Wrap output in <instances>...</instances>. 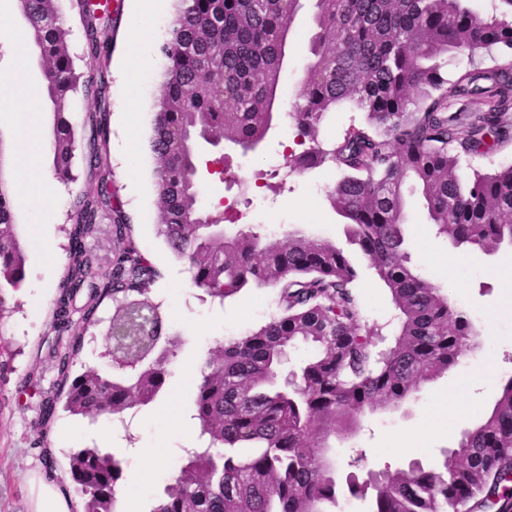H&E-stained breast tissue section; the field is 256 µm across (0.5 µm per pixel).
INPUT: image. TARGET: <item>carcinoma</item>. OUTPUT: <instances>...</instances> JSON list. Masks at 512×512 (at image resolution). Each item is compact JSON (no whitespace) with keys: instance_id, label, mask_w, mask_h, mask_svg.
<instances>
[{"instance_id":"1","label":"carcinoma","mask_w":512,"mask_h":512,"mask_svg":"<svg viewBox=\"0 0 512 512\" xmlns=\"http://www.w3.org/2000/svg\"><path fill=\"white\" fill-rule=\"evenodd\" d=\"M502 10L472 11L467 0H317L316 32L298 90L286 113L302 147L285 155L294 173L325 165L340 172L326 198L343 220L350 249L303 228L283 238L260 226L224 231L200 223L202 187L195 143L227 139L255 151L273 122L285 43L301 0H179L160 53L167 61L150 141L158 185L157 235L188 265L191 283L224 301L243 289L277 290V312L258 329L221 342L198 367L192 419L200 446L157 497L150 512H336L339 487L327 455L330 436L347 434L357 417L400 408L422 382L458 365L480 347L478 328L448 292L411 262L405 233L406 192L423 198L435 234L460 247L493 253L512 245V166L469 176L461 154H481L508 139L512 121V0ZM19 15L39 50L37 61L52 106L53 171L68 177L79 145L67 117L77 84L67 43L75 10L84 55L106 69L111 13L83 0H18ZM498 53L489 69L447 77L448 61ZM99 104L87 115L91 136L83 159L97 186L76 198L55 322L66 328L75 298L85 294L82 324L54 350L55 392L39 407L40 429L63 411L90 422L153 402L165 390L168 365L183 346L166 325L162 304L147 296L159 272L115 211L110 270L96 271L85 242L100 231L112 199L107 147L108 82L83 86ZM480 101L482 112H448ZM350 103L365 114L337 143L319 138L327 116ZM365 271L388 290L398 311L392 343L368 324L355 291ZM26 259L11 197L0 174V321L4 291L21 287ZM127 322V304L154 326L146 349L136 336L108 352L112 372L81 366L88 327L100 304ZM311 354L291 380L278 381L287 351ZM82 512H115L120 461L97 448L69 454ZM351 497L370 512H512V377L493 409L463 432L456 448L426 467L368 472L347 480Z\"/></svg>"}]
</instances>
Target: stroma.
<instances>
[{"label": "stroma", "instance_id": "obj_1", "mask_svg": "<svg viewBox=\"0 0 512 512\" xmlns=\"http://www.w3.org/2000/svg\"><path fill=\"white\" fill-rule=\"evenodd\" d=\"M131 4L132 0H112L107 127L112 202L129 218L134 238L160 272L150 287L151 297H163L168 325L184 339L185 350L202 355L215 347L217 340L242 335L268 321L276 310V292L247 288L221 303L203 299L201 291L192 286L186 265L157 235L158 187L148 142L165 65L159 46L166 38L168 24L163 21L144 32L142 40L150 52L151 64L140 77L136 99H129L120 75L133 65L127 52L133 28ZM315 4L316 0H304L292 24L269 135L256 151L244 154L230 150L232 171L250 175L261 170L270 174L282 160L292 132L285 114L308 55ZM127 113L136 118L137 147L131 153L122 150L118 132L120 119ZM337 177L336 170L325 167L292 175L279 196L259 189L250 203L240 204L242 221L263 225L278 235L302 227L345 245L343 224L325 197L327 186ZM91 185L79 156L72 162V178L60 197L43 198L29 178H22L20 183L15 209L21 231L27 234L43 227L54 252H27L24 285L6 295L12 313L0 324V340L9 348L8 353L0 355V512H28V475L34 470L44 471L49 461L54 464V480L69 496L73 508H80L66 452L97 446L110 427L106 419L91 426L84 424L80 438L74 439L66 432L74 419L62 411L46 436H39L36 428L40 395L51 390L54 378L49 349L58 336L53 312L65 266L71 203ZM406 213L413 262L429 281L447 288L458 307L480 328L481 346L447 374L422 384L415 399L404 408L365 415L356 434L344 440L331 439L329 455L336 463V479L341 484L353 473L362 476L371 470L394 471L415 460L428 464L440 458L443 449L454 447L462 432L473 428L493 407L502 382L512 377V247L492 254L454 247L434 234L415 196L408 197ZM356 290L365 319L383 325L385 336H394L397 311L384 286L367 271L358 280ZM26 377L33 384L24 388L20 382ZM185 382L181 363L173 362L163 394L143 406L144 418L132 436L112 437L111 452L121 458L123 470L136 468L146 474L140 486H128L129 497L163 488L179 467L183 443L178 409L193 403L192 394L179 391ZM459 403L466 413L450 433H427L438 406Z\"/></svg>", "mask_w": 512, "mask_h": 512}]
</instances>
